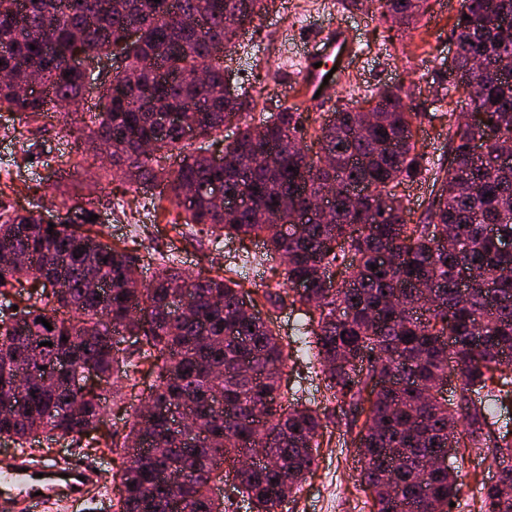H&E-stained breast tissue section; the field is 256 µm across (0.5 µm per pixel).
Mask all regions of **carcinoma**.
Instances as JSON below:
<instances>
[{
    "mask_svg": "<svg viewBox=\"0 0 512 512\" xmlns=\"http://www.w3.org/2000/svg\"><path fill=\"white\" fill-rule=\"evenodd\" d=\"M427 0H382L381 18L410 26L425 14ZM274 0H0V111L10 122H35L56 100L84 96L90 75L65 65L85 53L112 56L125 44L121 67L138 80L104 87L100 103L69 127L75 154L110 145L111 179L133 193H151L156 214L181 226L206 228L211 246L259 238L265 255L279 259L284 280L251 295L240 288V268L219 265L195 276L175 260L147 252L133 255L83 230L89 213L69 210L54 227L39 211L0 210V397L9 395L18 363L28 368L31 394L19 409L0 413V439L20 448L39 436L79 444L90 439L115 452L126 466L112 478L118 512H227L217 484L232 488L256 512H278L288 494L319 464V409L288 403L283 369L293 354L321 367L329 401L364 415L358 433L359 480L371 491L375 512H450L458 492L452 467L425 473V461L461 446L483 448L497 460L512 455V440L488 430L495 387L512 388V72L463 87L464 106L479 101L484 125L471 127L448 116V168H429L414 139L412 111L400 90L377 88L365 121L345 103L320 120L291 107L251 115L246 91H224L221 50L234 43L227 24L246 23L269 11ZM177 10L199 21L175 27L156 20ZM477 12L512 19V0H460L451 30L452 67L465 74L475 59L512 61V25L476 28L463 19ZM130 28L139 31L125 43ZM208 79L196 81V71ZM39 76L43 92L20 89ZM191 111L197 138L159 122L163 112ZM235 123L236 138L224 146L230 161L207 156ZM491 132L503 161L481 165L474 143ZM313 137L318 151L305 142ZM293 170H288V167ZM431 182L433 198L416 224L406 219L404 185ZM247 200L225 211L210 199L211 186ZM372 190L356 207L347 193ZM169 206H164V202ZM392 253L396 262L385 265ZM472 271L463 288L459 261ZM375 268H370V265ZM151 269L150 279L142 277ZM93 274L108 283L106 296L88 287ZM297 281L306 292L292 288ZM192 289L194 312L180 317L175 296ZM23 306L13 310L12 298ZM302 310L295 336L284 339L275 324L250 314L260 302ZM50 323L47 329L37 318ZM133 338L121 347L122 338ZM490 346L474 350L472 339ZM53 346H47V343ZM463 366L454 400L439 380L448 360ZM156 369L155 384L122 441L103 432L115 384L136 381L141 366ZM99 384L84 389L86 372ZM383 377L394 382L363 392ZM185 407L197 436L172 431L169 413ZM164 452L153 463L134 458L144 433ZM467 443H461V437ZM264 448L277 464L237 469V461ZM186 474L176 488L160 471ZM485 512H512V466L482 486Z\"/></svg>",
    "mask_w": 512,
    "mask_h": 512,
    "instance_id": "carcinoma-1",
    "label": "carcinoma"
}]
</instances>
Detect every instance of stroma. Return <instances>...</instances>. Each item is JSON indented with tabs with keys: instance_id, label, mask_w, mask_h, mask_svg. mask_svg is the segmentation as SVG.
<instances>
[{
	"instance_id": "obj_1",
	"label": "stroma",
	"mask_w": 512,
	"mask_h": 512,
	"mask_svg": "<svg viewBox=\"0 0 512 512\" xmlns=\"http://www.w3.org/2000/svg\"><path fill=\"white\" fill-rule=\"evenodd\" d=\"M295 0H275L266 16L254 21L242 31L229 61L235 81L244 87L254 101V109L267 112L282 106H298L300 112L310 107L300 96H288L284 87L296 82L300 71H282L278 65L276 35L294 42L307 41L311 34L329 25H346L355 33L359 52L349 63L348 73L334 84L326 111L346 103L347 85L356 84L362 95L389 85L399 88L413 111L420 117L414 126L419 146L427 153L436 168L448 165V114L455 109L459 94L443 89L435 82L440 70L447 66L453 45L449 38L458 7L451 0H428V9L419 23L404 28L381 20L377 0H367L358 11L345 12L334 8L314 11L309 28H296ZM253 50L249 67H242L239 56ZM63 119L40 120L36 123L18 122L9 129L0 128V153H8L18 168L13 183L15 193L0 196V206L16 209L30 208L39 203L46 214L61 211L64 205L82 204L97 215L105 235L104 242L120 239L134 240L156 252L176 255L177 264L190 273L210 268L211 248L204 231H196L193 241L181 239L166 220L150 224L139 222L145 200L125 192L120 182L99 189L103 174L93 155L75 158L71 144L66 141ZM41 142L44 151L62 157L63 177L51 176L49 168L28 164L24 150L32 142ZM46 181L40 198L24 192V185ZM284 382L292 386L300 404L324 409V428L320 438L319 466L282 506V512H371L372 500L368 490L357 480L358 456L356 445L359 424L350 410L338 409L327 402L326 389L317 363L293 357L288 360ZM78 455L101 469V484L94 487L89 512H117L112 497L104 491L111 485L112 476L123 466V454H113L104 448L81 447ZM454 465L460 474L459 491L453 512H480L479 488L482 482L495 475L492 456L474 455L471 449L459 448Z\"/></svg>"
}]
</instances>
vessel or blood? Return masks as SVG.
<instances>
[{"mask_svg": "<svg viewBox=\"0 0 512 512\" xmlns=\"http://www.w3.org/2000/svg\"><path fill=\"white\" fill-rule=\"evenodd\" d=\"M310 44L313 51L303 61L298 89L309 105L318 109L329 99L325 76L332 69H344L358 45L347 30L337 27L312 36ZM13 458L12 464L0 466V512H49L54 505L62 512H72L85 501L87 487L97 477L92 465L71 453L55 465L30 464L19 451Z\"/></svg>", "mask_w": 512, "mask_h": 512, "instance_id": "1", "label": "vessel or blood"}]
</instances>
